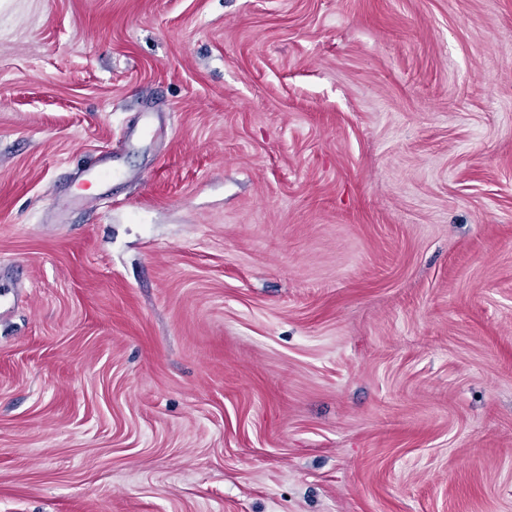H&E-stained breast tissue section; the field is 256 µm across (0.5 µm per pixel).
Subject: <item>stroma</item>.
I'll return each instance as SVG.
<instances>
[{"label":"stroma","instance_id":"1","mask_svg":"<svg viewBox=\"0 0 512 512\" xmlns=\"http://www.w3.org/2000/svg\"><path fill=\"white\" fill-rule=\"evenodd\" d=\"M0 272V512H512V0H0ZM118 158V155L113 152L112 155L104 161V167L88 172L84 180H95L104 188V182L112 181V177L126 176V172L117 167Z\"/></svg>","mask_w":512,"mask_h":512}]
</instances>
